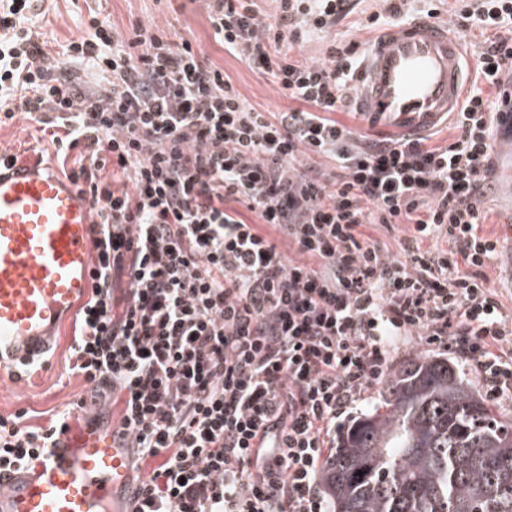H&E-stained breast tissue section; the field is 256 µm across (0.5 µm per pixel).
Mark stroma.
I'll return each instance as SVG.
<instances>
[{
    "mask_svg": "<svg viewBox=\"0 0 512 512\" xmlns=\"http://www.w3.org/2000/svg\"><path fill=\"white\" fill-rule=\"evenodd\" d=\"M381 8V0H358L353 12L333 27V34L337 39L353 41L359 48H366L374 33L362 28L361 23ZM93 12L100 13L122 31L138 22L166 30L172 40L191 41L233 78L239 91L254 106L275 112L292 105L291 100L278 93L244 60L224 51L214 41L201 0H39L28 25L39 33L55 56L68 42L84 35ZM1 152L18 155L23 162L47 164L53 170L58 167L49 134L20 113L9 120L0 111ZM494 157L497 190L483 206V229L501 236L512 230V141H498ZM72 330V321L60 326L48 366L31 377L19 381L11 369L0 370V415L7 416L25 408L37 412L38 424L44 425L52 414L69 408L78 394L86 392L83 379L69 374L67 369Z\"/></svg>",
    "mask_w": 512,
    "mask_h": 512,
    "instance_id": "obj_1",
    "label": "stroma"
}]
</instances>
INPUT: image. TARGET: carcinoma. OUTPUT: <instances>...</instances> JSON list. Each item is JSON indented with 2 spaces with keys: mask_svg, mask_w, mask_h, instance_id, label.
<instances>
[{
  "mask_svg": "<svg viewBox=\"0 0 512 512\" xmlns=\"http://www.w3.org/2000/svg\"><path fill=\"white\" fill-rule=\"evenodd\" d=\"M331 512H512V417L448 358L407 359L338 438Z\"/></svg>",
  "mask_w": 512,
  "mask_h": 512,
  "instance_id": "obj_1",
  "label": "carcinoma"
}]
</instances>
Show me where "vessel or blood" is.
Here are the masks:
<instances>
[{"label":"vessel or blood","instance_id":"obj_1","mask_svg":"<svg viewBox=\"0 0 512 512\" xmlns=\"http://www.w3.org/2000/svg\"><path fill=\"white\" fill-rule=\"evenodd\" d=\"M465 60L446 23L383 31L366 49L356 107L387 130H425L459 103ZM92 224V202L71 180L0 161V368L46 357L60 320L87 302ZM137 490L130 451L111 428L74 424L31 469L0 474V512H112Z\"/></svg>","mask_w":512,"mask_h":512}]
</instances>
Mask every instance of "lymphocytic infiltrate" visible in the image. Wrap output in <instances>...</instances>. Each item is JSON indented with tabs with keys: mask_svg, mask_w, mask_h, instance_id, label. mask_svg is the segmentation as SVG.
Returning a JSON list of instances; mask_svg holds the SVG:
<instances>
[{
	"mask_svg": "<svg viewBox=\"0 0 512 512\" xmlns=\"http://www.w3.org/2000/svg\"><path fill=\"white\" fill-rule=\"evenodd\" d=\"M203 2L215 41L294 107H254L159 28L94 16L60 61L24 24L34 0L0 10V100L55 128L58 153L77 150L71 178L96 216L69 346L88 387L74 409L118 412L142 494L124 512H330L318 481L336 421L383 379L392 339L444 347L488 400L512 395V313L486 273L501 242L481 228L496 137H512V0H456L449 15L458 38H486L446 145L336 120L352 109L355 43L295 57L354 0H276L271 17L254 0ZM373 224L405 226L399 257ZM72 411L45 426L24 409L0 416V470L51 448Z\"/></svg>",
	"mask_w": 512,
	"mask_h": 512,
	"instance_id": "lymphocytic-infiltrate-1",
	"label": "lymphocytic infiltrate"
}]
</instances>
